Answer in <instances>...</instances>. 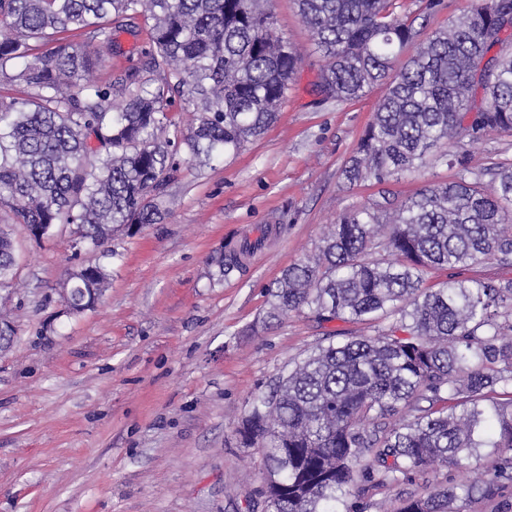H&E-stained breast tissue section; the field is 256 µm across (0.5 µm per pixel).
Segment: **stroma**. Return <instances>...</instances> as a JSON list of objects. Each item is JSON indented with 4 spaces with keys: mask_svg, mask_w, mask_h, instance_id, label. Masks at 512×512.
<instances>
[{
    "mask_svg": "<svg viewBox=\"0 0 512 512\" xmlns=\"http://www.w3.org/2000/svg\"><path fill=\"white\" fill-rule=\"evenodd\" d=\"M428 36L470 0H400ZM276 32L300 62L276 122L235 157L182 167L157 224L121 230L101 247L73 245L71 228L37 240L0 212L17 255L0 286L14 343L0 355V512H251L260 508L264 456L236 429L253 396L306 357L326 330L374 336L381 322L320 325L308 313L258 332L268 288L314 254L327 225L369 205L381 187L343 183L340 170L384 90L351 103L313 91L325 61L294 0H265ZM96 67L100 83L143 65L146 31L119 36ZM456 169L427 162L391 184L403 200ZM261 239L247 264L219 276L225 252ZM100 265V304L80 314L60 301L69 269ZM445 467L403 487L368 483L367 512H396L402 492L447 483Z\"/></svg>",
    "mask_w": 512,
    "mask_h": 512,
    "instance_id": "1",
    "label": "stroma"
}]
</instances>
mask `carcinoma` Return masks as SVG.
Masks as SVG:
<instances>
[{"label": "carcinoma", "instance_id": "cac0c4a2", "mask_svg": "<svg viewBox=\"0 0 512 512\" xmlns=\"http://www.w3.org/2000/svg\"><path fill=\"white\" fill-rule=\"evenodd\" d=\"M295 2L326 59L314 84L322 99L386 88L343 183H398L430 156L458 173L400 203L347 212L316 254L281 272L266 325L304 311L320 324H389L373 338L327 333L253 397L237 435L265 450V512H351L359 479L467 472L486 449L494 464L481 481L410 494L398 509L465 512L475 494L512 483V279L466 276L487 259L512 263V165L493 172L490 190L471 167L486 133L512 132V0H473L419 43L398 0ZM139 26L149 33L145 66L94 81L116 35ZM86 29L94 49L43 51ZM298 62L260 0H0V211L35 239L73 224L76 240L97 247L124 227L156 224L179 157L207 165L263 135ZM177 107L193 112L185 131L171 117ZM15 264L0 232L1 285ZM432 270L446 273L436 288L425 285ZM105 282L97 265L69 272L71 312L95 308ZM404 409L412 419L399 418Z\"/></svg>", "mask_w": 512, "mask_h": 512}]
</instances>
